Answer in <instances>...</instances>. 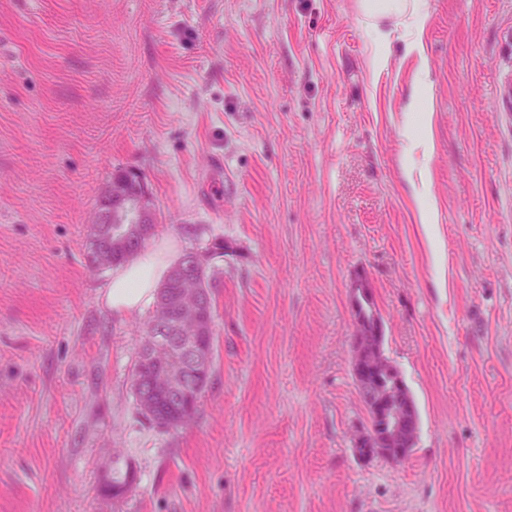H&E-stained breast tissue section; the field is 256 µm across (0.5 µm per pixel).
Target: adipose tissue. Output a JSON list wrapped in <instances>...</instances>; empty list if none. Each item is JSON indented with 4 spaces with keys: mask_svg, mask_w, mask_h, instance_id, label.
Returning a JSON list of instances; mask_svg holds the SVG:
<instances>
[{
    "mask_svg": "<svg viewBox=\"0 0 512 512\" xmlns=\"http://www.w3.org/2000/svg\"><path fill=\"white\" fill-rule=\"evenodd\" d=\"M174 260V251L152 248L121 266L106 287L108 306L122 315L140 311L153 300L163 274Z\"/></svg>",
    "mask_w": 512,
    "mask_h": 512,
    "instance_id": "obj_1",
    "label": "adipose tissue"
}]
</instances>
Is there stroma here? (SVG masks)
I'll use <instances>...</instances> for the list:
<instances>
[{
    "label": "stroma",
    "instance_id": "1",
    "mask_svg": "<svg viewBox=\"0 0 512 512\" xmlns=\"http://www.w3.org/2000/svg\"><path fill=\"white\" fill-rule=\"evenodd\" d=\"M417 4L0 0V512H512V0ZM120 170L147 248L229 244L176 429L131 392L151 308L112 314L86 259ZM361 268L419 411L402 463L353 451ZM415 5L408 0H363L362 12L368 19L379 16H405L415 11Z\"/></svg>",
    "mask_w": 512,
    "mask_h": 512
}]
</instances>
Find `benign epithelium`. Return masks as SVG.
I'll list each match as a JSON object with an SVG mask.
<instances>
[{
  "mask_svg": "<svg viewBox=\"0 0 512 512\" xmlns=\"http://www.w3.org/2000/svg\"><path fill=\"white\" fill-rule=\"evenodd\" d=\"M153 212L145 185L134 174L113 177L100 197L99 217L93 226L87 255L93 269L130 256L128 240L150 238ZM217 251H191L183 264L175 265L158 289V313L151 323V338L139 351L151 365L149 373L135 378V402L146 418L155 416L160 398L181 402L198 391L211 365V351L203 340L213 331L211 296L197 288L186 299L182 284L210 270ZM381 328L357 315L353 342L352 374L367 412V421L354 439L355 453L364 452L392 461L406 459L415 448L419 425L418 409L396 366L383 351Z\"/></svg>",
  "mask_w": 512,
  "mask_h": 512,
  "instance_id": "obj_1",
  "label": "benign epithelium"
}]
</instances>
